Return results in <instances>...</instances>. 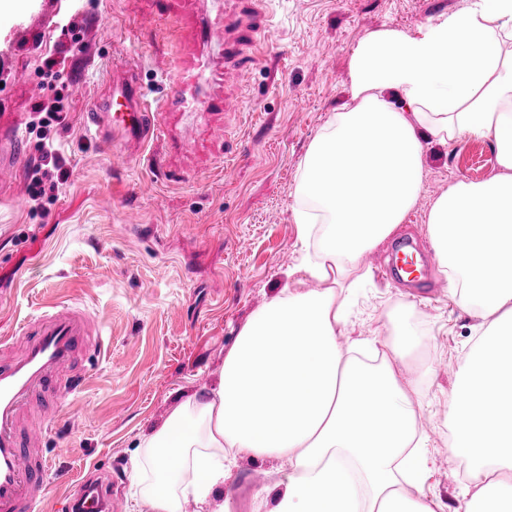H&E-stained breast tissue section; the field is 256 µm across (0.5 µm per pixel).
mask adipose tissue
Returning a JSON list of instances; mask_svg holds the SVG:
<instances>
[{"label":"adipose tissue","mask_w":512,"mask_h":512,"mask_svg":"<svg viewBox=\"0 0 512 512\" xmlns=\"http://www.w3.org/2000/svg\"><path fill=\"white\" fill-rule=\"evenodd\" d=\"M512 0H468L408 34L366 35L350 58L351 105L312 140L294 211L307 251L239 331L215 387L180 403L142 443L129 512H234L219 502L238 460L279 461L269 512H443L427 493L418 428L434 368L426 330L386 314L347 340L365 253L415 206L425 137H493L499 175L449 185L427 230L448 297L477 318L448 391V452L465 467L456 512H512Z\"/></svg>","instance_id":"adipose-tissue-1"}]
</instances>
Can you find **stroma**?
I'll use <instances>...</instances> for the list:
<instances>
[{
	"instance_id": "1",
	"label": "stroma",
	"mask_w": 512,
	"mask_h": 512,
	"mask_svg": "<svg viewBox=\"0 0 512 512\" xmlns=\"http://www.w3.org/2000/svg\"><path fill=\"white\" fill-rule=\"evenodd\" d=\"M468 0H263L272 24L248 56L253 77L215 73L213 86L240 109L200 121L186 148L115 171L112 149L83 124L113 65L137 66L149 100L192 71L200 47L193 0H27L0 14V335L11 334L49 304L74 303L104 337L91 357L83 392L68 398L46 450L51 459L43 512L74 505L81 482L103 473L119 482L127 512L140 443L194 393L217 383L224 357L250 316L288 281L303 246L293 212L302 158L333 113L350 103L349 61L367 34L394 26L412 34ZM75 22V33L64 32ZM57 61L58 78L43 75ZM60 98L67 114L47 130L32 127L34 106ZM224 126L225 139L213 127ZM68 178L56 201L35 208L29 186L42 138ZM419 200L395 231L427 240V213L449 184L498 172L493 138L427 140ZM167 199L155 208V196ZM391 245L367 266L366 286L347 328L373 335L386 313L418 318L427 330L422 356L433 381L418 412L434 460L429 494L454 512L463 464L448 453L446 394L456 382L476 318L443 289L413 297L379 269ZM270 460L239 462L224 484L235 512H266L258 491L284 481Z\"/></svg>"
}]
</instances>
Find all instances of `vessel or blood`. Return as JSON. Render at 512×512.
Instances as JSON below:
<instances>
[{
  "label": "vessel or blood",
  "mask_w": 512,
  "mask_h": 512,
  "mask_svg": "<svg viewBox=\"0 0 512 512\" xmlns=\"http://www.w3.org/2000/svg\"><path fill=\"white\" fill-rule=\"evenodd\" d=\"M241 15L231 22L198 16L195 34L206 47L223 50L232 62L239 47H255L270 24L260 0H245ZM215 61L203 57L193 83L175 84L166 101L151 106L145 99L138 72L132 64L113 67L112 78L91 112L87 129L99 140L115 145L116 163L128 165L150 140L166 134L172 108L193 112H235L236 99L211 88ZM398 257L386 270L408 288L427 286L426 257L416 256L410 241L396 246ZM103 337L92 318L76 304L55 305L25 320L16 333L0 338V512H38L49 483V459L42 443L65 399L79 393L87 371L83 362L100 353ZM111 483L86 485L82 512H110Z\"/></svg>",
  "instance_id": "b4317fda"
}]
</instances>
